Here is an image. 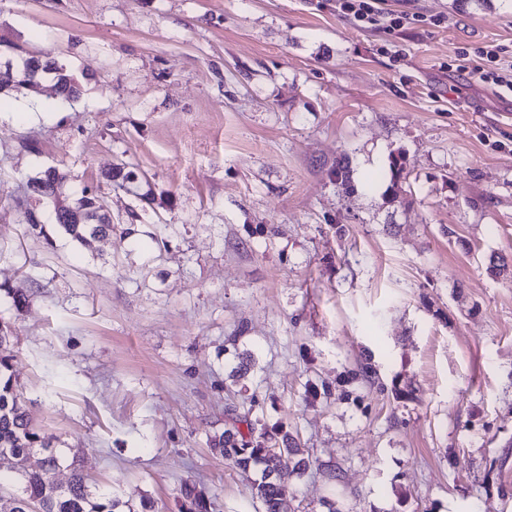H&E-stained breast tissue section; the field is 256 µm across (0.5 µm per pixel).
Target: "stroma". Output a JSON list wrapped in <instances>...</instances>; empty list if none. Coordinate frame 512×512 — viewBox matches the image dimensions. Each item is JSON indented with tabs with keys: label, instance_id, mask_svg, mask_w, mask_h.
I'll list each match as a JSON object with an SVG mask.
<instances>
[{
	"label": "stroma",
	"instance_id": "35a3bbf8",
	"mask_svg": "<svg viewBox=\"0 0 512 512\" xmlns=\"http://www.w3.org/2000/svg\"><path fill=\"white\" fill-rule=\"evenodd\" d=\"M388 6L423 20L0 0V61L82 86L0 94V316L32 423L93 488L177 512L191 477L255 512L208 442L247 411L318 462L282 482L297 512H512V93L453 65L512 43V0ZM50 167L104 191L110 238L73 242L50 202L25 223ZM42 72L54 73V86L58 99L70 100L79 96V82L66 66L55 62L43 64L35 57L25 59L21 67L12 71L0 69V93L3 89H9L26 96L38 94Z\"/></svg>",
	"mask_w": 512,
	"mask_h": 512
}]
</instances>
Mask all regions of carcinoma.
Listing matches in <instances>:
<instances>
[{"label": "carcinoma", "instance_id": "carcinoma-1", "mask_svg": "<svg viewBox=\"0 0 512 512\" xmlns=\"http://www.w3.org/2000/svg\"><path fill=\"white\" fill-rule=\"evenodd\" d=\"M54 74L57 98L70 100L79 96L80 85L74 74L64 65L42 63L35 57L10 71L0 69V91L9 89L21 95L40 91L41 73ZM337 182L350 194L355 186L350 177L349 160L343 159L336 168ZM67 186L66 175L56 168L45 170L28 188L29 196L56 201L57 192ZM101 194L85 189L82 195L65 211L54 210L52 219L78 242L87 238H108L116 225L109 213L99 204ZM18 341L12 324L0 319V456L11 460L10 473H0V492L7 486L17 489L9 492V512H154L151 499L144 498L135 507L110 493L91 490L89 480L76 461L65 463L54 438L35 428L28 416L27 401L12 380L13 348ZM240 422L247 433L226 429L210 438L213 448L224 460L247 475L259 470L260 477L251 482V498L257 512H295L281 489V480L287 471L303 474L310 465L309 450L297 446L295 440L277 427H268L260 419L244 414ZM293 467H288V461ZM70 470L68 484L61 486L55 473L61 467ZM211 502L194 479L182 482L179 489L178 512H210Z\"/></svg>", "mask_w": 512, "mask_h": 512}]
</instances>
